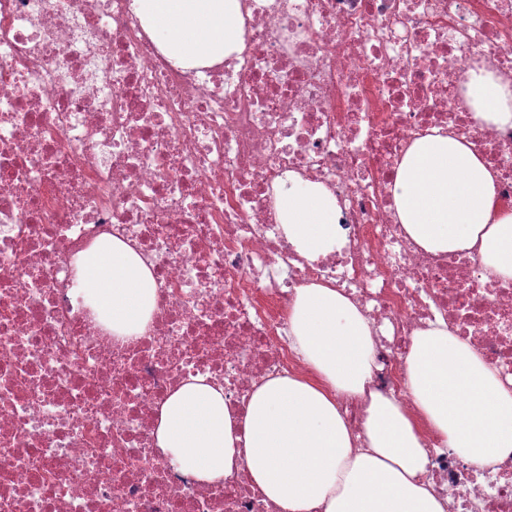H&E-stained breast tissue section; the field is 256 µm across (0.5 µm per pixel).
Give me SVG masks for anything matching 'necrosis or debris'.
Returning <instances> with one entry per match:
<instances>
[{
	"label": "necrosis or debris",
	"instance_id": "1",
	"mask_svg": "<svg viewBox=\"0 0 512 512\" xmlns=\"http://www.w3.org/2000/svg\"><path fill=\"white\" fill-rule=\"evenodd\" d=\"M242 48L187 67L135 0H0V512H283L234 469L205 483L156 446L190 378L244 416L255 387L306 371L296 290L357 303L367 392L411 406L406 358L445 325L512 377V279L477 249L407 236L393 186L441 130L512 205V127L475 117L469 76L512 82V0H240ZM326 186L338 239L312 260L278 218L289 178ZM155 283L140 334L114 336L78 282L101 239ZM443 512H512V453L478 468L424 429Z\"/></svg>",
	"mask_w": 512,
	"mask_h": 512
}]
</instances>
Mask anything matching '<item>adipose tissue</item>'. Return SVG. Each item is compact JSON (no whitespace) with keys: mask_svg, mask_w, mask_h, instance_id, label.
Here are the masks:
<instances>
[{"mask_svg":"<svg viewBox=\"0 0 512 512\" xmlns=\"http://www.w3.org/2000/svg\"><path fill=\"white\" fill-rule=\"evenodd\" d=\"M140 14L185 61L226 57L242 45L239 0H136ZM469 90L477 119L512 126V85L486 69ZM401 224L427 251L479 246L482 260L512 278V212L500 211L493 174L465 144L442 134L417 140L393 187ZM279 220L306 257L336 245V200L322 185L294 183L279 195ZM79 282L113 334L141 332L155 284L123 242H104L82 259ZM291 330L308 366L252 394L243 418L223 389L198 377L163 404L156 444L183 470L215 483L246 467L284 512H443L422 482L428 464L422 425L465 460L487 465L512 452V388L447 329L418 332L407 357L414 411L372 394L362 431L352 434L337 395L363 396L373 338L347 296L326 285L298 288Z\"/></svg>","mask_w":512,"mask_h":512,"instance_id":"1","label":"adipose tissue"}]
</instances>
